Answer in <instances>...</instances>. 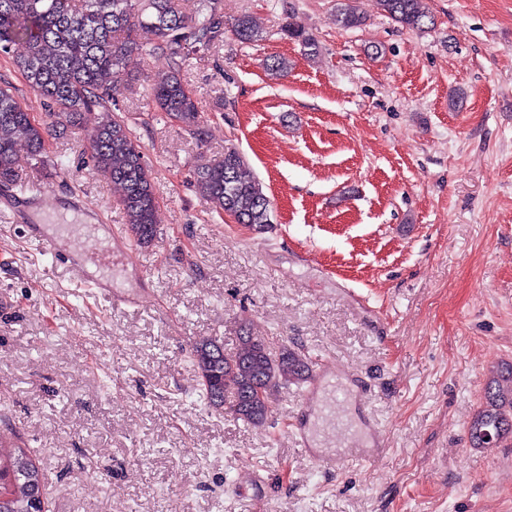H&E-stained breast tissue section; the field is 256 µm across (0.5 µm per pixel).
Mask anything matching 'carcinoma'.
Wrapping results in <instances>:
<instances>
[{
    "instance_id": "cac0c4a2",
    "label": "carcinoma",
    "mask_w": 512,
    "mask_h": 512,
    "mask_svg": "<svg viewBox=\"0 0 512 512\" xmlns=\"http://www.w3.org/2000/svg\"><path fill=\"white\" fill-rule=\"evenodd\" d=\"M377 2L407 28L419 29L430 19L424 0ZM363 21L350 0L338 7L341 27H358ZM228 25L242 41L257 36L250 17L243 15L232 23L224 19L220 0H200L199 10L190 17L182 12L179 0H0V57L11 60L52 107L48 121L36 123L18 102L13 86L0 82V185L30 189L20 175L19 144L26 145L30 161L42 165L49 161V136L66 138L81 130L97 174L123 189L119 205L130 236L137 246L152 247L157 237L152 172L141 142L109 108L112 87L132 77L136 59L169 53V70L151 87L153 106L202 135L197 100L182 83L180 71L186 56L223 41ZM140 31L153 33L154 40L139 41ZM281 32L299 42L307 55L318 53L316 40L305 29L286 22ZM19 44L26 51L18 56ZM96 109L97 121L89 127L87 116ZM49 162L56 172H68L65 156ZM193 178L199 194L236 223L259 229L271 223V200L236 148L228 147L223 159L195 168ZM192 358L202 397L217 411L254 386H264V400L243 417L254 425L265 423L275 389L301 386L311 371L305 355L283 344L270 350L264 339L247 331L240 333L231 352L215 340L203 339L194 346ZM467 434L473 448L488 450L512 441V364L490 371ZM0 512H48L43 472L29 448L0 442Z\"/></svg>"
}]
</instances>
